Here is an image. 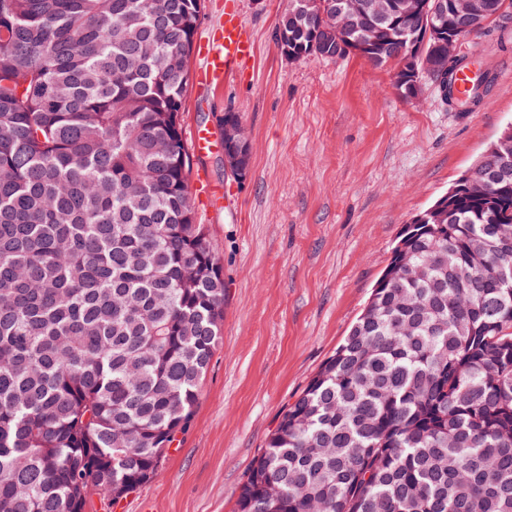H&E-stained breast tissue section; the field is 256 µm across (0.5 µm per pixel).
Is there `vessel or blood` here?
I'll list each match as a JSON object with an SVG mask.
<instances>
[{
    "label": "vessel or blood",
    "mask_w": 512,
    "mask_h": 512,
    "mask_svg": "<svg viewBox=\"0 0 512 512\" xmlns=\"http://www.w3.org/2000/svg\"><path fill=\"white\" fill-rule=\"evenodd\" d=\"M205 61L197 79L203 85H220L237 69L249 64L255 54V43L247 31L237 0H225L224 16L215 25L209 39L199 47Z\"/></svg>",
    "instance_id": "1"
}]
</instances>
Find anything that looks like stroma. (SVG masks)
Returning a JSON list of instances; mask_svg holds the SVG:
<instances>
[{
	"mask_svg": "<svg viewBox=\"0 0 512 512\" xmlns=\"http://www.w3.org/2000/svg\"><path fill=\"white\" fill-rule=\"evenodd\" d=\"M239 4L252 63L184 98L186 132L212 138L192 169L221 191L196 197L195 213L222 250L223 336L157 475L104 512H239L255 457L364 309L404 225L512 124V9L469 37L490 87L451 112L427 83L420 100L401 98L389 64L285 59L274 30L288 0ZM229 111L252 141L242 182L224 173Z\"/></svg>",
	"mask_w": 512,
	"mask_h": 512,
	"instance_id": "stroma-1",
	"label": "stroma"
}]
</instances>
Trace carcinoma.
I'll return each instance as SVG.
<instances>
[{
    "label": "carcinoma",
    "mask_w": 512,
    "mask_h": 512,
    "mask_svg": "<svg viewBox=\"0 0 512 512\" xmlns=\"http://www.w3.org/2000/svg\"><path fill=\"white\" fill-rule=\"evenodd\" d=\"M202 0H0V512L150 481L224 329L182 134ZM342 60L336 0H288ZM392 277L282 412L239 512H512V202L411 224Z\"/></svg>",
    "instance_id": "1"
}]
</instances>
